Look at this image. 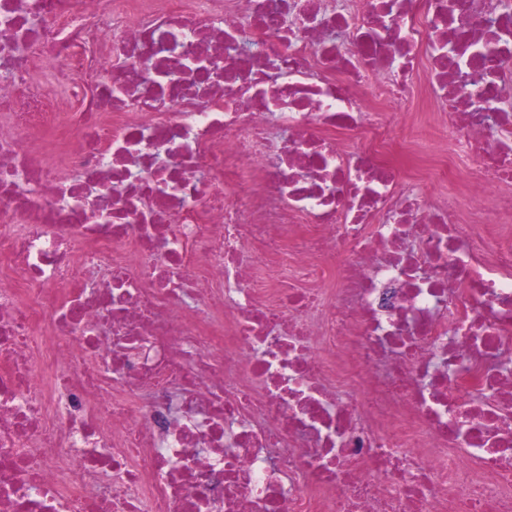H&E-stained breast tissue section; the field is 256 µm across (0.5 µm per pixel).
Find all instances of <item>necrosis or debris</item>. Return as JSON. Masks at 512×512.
Here are the masks:
<instances>
[{"mask_svg":"<svg viewBox=\"0 0 512 512\" xmlns=\"http://www.w3.org/2000/svg\"><path fill=\"white\" fill-rule=\"evenodd\" d=\"M0 512H512V0H0Z\"/></svg>","mask_w":512,"mask_h":512,"instance_id":"1","label":"necrosis or debris"}]
</instances>
